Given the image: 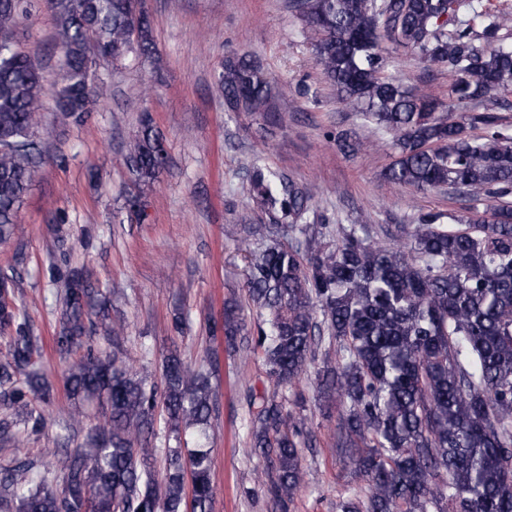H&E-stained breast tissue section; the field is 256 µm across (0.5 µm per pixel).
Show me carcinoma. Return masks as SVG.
Masks as SVG:
<instances>
[{
    "label": "carcinoma",
    "mask_w": 512,
    "mask_h": 512,
    "mask_svg": "<svg viewBox=\"0 0 512 512\" xmlns=\"http://www.w3.org/2000/svg\"><path fill=\"white\" fill-rule=\"evenodd\" d=\"M132 0H47L59 53L56 108L75 123L94 110L98 52L118 65L156 53L151 19L131 13ZM30 0H0V242L18 240L19 207L41 172L38 136L47 79L16 34ZM311 39L316 66L339 98L391 135L394 161L384 178L425 193L448 189L474 201L512 194V130L500 112L512 109V10L484 0H291ZM410 50L452 77L451 100L408 86L387 73L384 44ZM224 104L261 127L282 120L272 82L251 55L224 59ZM475 129L482 134L474 135ZM165 144L145 114L127 145L126 163L139 189L154 183ZM249 201L265 220L242 229L245 239L288 232L245 255L248 301L268 319L247 327L237 298L224 301L223 337L262 351L277 391L249 397V452L262 461L257 480L267 512H290L304 481L301 452L315 442L306 419L287 410L278 390H292L325 349L315 372L318 391L336 404V447L353 475L367 482V500L346 489L340 512H512V206H492L461 229L451 213L429 211L400 229L408 246L373 241L369 224L340 227L334 244L310 231L319 188L267 166L249 164ZM63 282L55 346L68 362L70 396L95 404L105 423L86 447L59 449L54 482L35 461L12 450L38 433L32 403L51 386L35 368L38 353L17 297L15 268L0 272V406L17 420L0 423V504L6 512H214L208 443L219 398L209 376L178 353L165 360L159 384L92 344L93 318L108 322L116 288L93 287L84 268L52 271ZM170 433L190 436L166 451L150 446L156 408Z\"/></svg>",
    "instance_id": "1"
}]
</instances>
